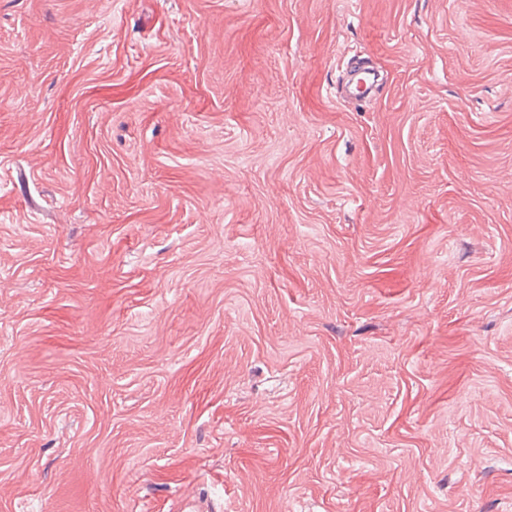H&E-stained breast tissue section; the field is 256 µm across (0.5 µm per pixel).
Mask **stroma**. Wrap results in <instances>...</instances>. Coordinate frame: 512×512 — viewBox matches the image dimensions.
<instances>
[{"mask_svg":"<svg viewBox=\"0 0 512 512\" xmlns=\"http://www.w3.org/2000/svg\"><path fill=\"white\" fill-rule=\"evenodd\" d=\"M192 499L512 512V0H0V512ZM379 72L371 68L355 70L353 78L346 84L347 95H364L371 93L379 86Z\"/></svg>","mask_w":512,"mask_h":512,"instance_id":"stroma-1","label":"stroma"}]
</instances>
